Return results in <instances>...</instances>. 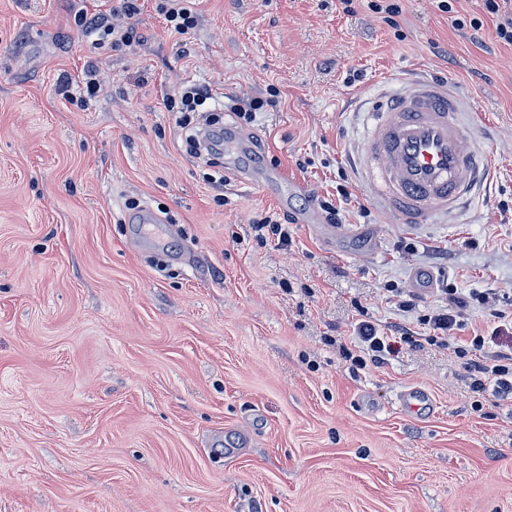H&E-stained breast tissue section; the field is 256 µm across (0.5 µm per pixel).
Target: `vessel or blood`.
<instances>
[{
    "label": "vessel or blood",
    "mask_w": 512,
    "mask_h": 512,
    "mask_svg": "<svg viewBox=\"0 0 512 512\" xmlns=\"http://www.w3.org/2000/svg\"><path fill=\"white\" fill-rule=\"evenodd\" d=\"M478 136L462 125L458 103L447 85L427 78L402 81L399 90L368 103L359 153V174L373 196L400 223H430L434 215L454 213L470 198L485 165ZM252 148L231 122L224 125V166L240 183L268 195L285 185L280 170L255 172ZM399 407L409 413L430 412L427 391H401Z\"/></svg>",
    "instance_id": "vessel-or-blood-1"
}]
</instances>
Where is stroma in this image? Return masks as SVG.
<instances>
[{
    "mask_svg": "<svg viewBox=\"0 0 512 512\" xmlns=\"http://www.w3.org/2000/svg\"><path fill=\"white\" fill-rule=\"evenodd\" d=\"M116 2L0 0V512H512V388L473 372L512 322L480 347L466 330L350 358L359 315L401 318L417 273L419 313L441 288L512 313V46L484 0H398L390 24L366 0H197L179 38L138 0L133 48L92 44L79 17ZM474 17L478 42L455 24ZM90 67L97 91L70 101L62 79ZM412 70L453 79L492 164L465 215L417 229L354 165L359 93ZM192 83L266 99L243 130L304 192L189 154L165 99ZM323 200L371 238L289 223ZM266 216L291 247L256 239ZM408 386L431 419L398 408Z\"/></svg>",
    "mask_w": 512,
    "mask_h": 512,
    "instance_id": "35a3bbf8",
    "label": "stroma"
}]
</instances>
